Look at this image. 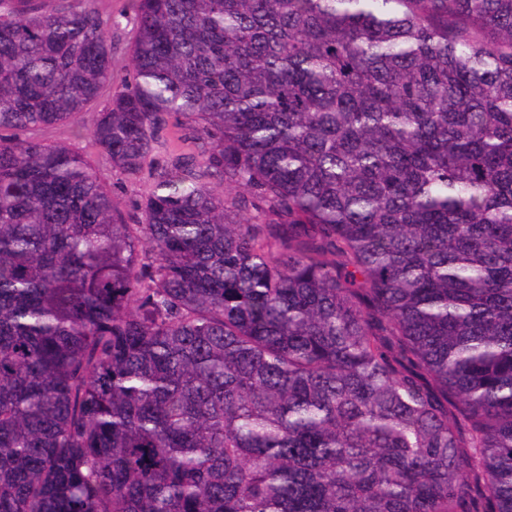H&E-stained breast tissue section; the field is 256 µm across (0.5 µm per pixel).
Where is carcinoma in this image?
I'll return each instance as SVG.
<instances>
[{"mask_svg":"<svg viewBox=\"0 0 512 512\" xmlns=\"http://www.w3.org/2000/svg\"><path fill=\"white\" fill-rule=\"evenodd\" d=\"M44 2L0 0V512H512V0H136L132 216L24 135L112 83Z\"/></svg>","mask_w":512,"mask_h":512,"instance_id":"carcinoma-1","label":"carcinoma"}]
</instances>
